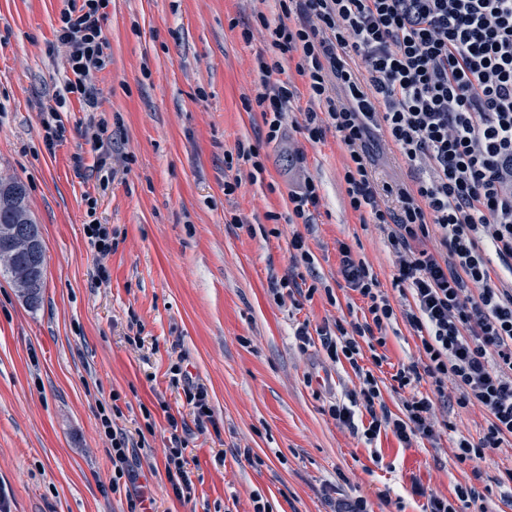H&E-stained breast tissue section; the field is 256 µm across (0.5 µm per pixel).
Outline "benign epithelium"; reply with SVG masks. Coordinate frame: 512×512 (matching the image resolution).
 Here are the masks:
<instances>
[{"label": "benign epithelium", "mask_w": 512, "mask_h": 512, "mask_svg": "<svg viewBox=\"0 0 512 512\" xmlns=\"http://www.w3.org/2000/svg\"><path fill=\"white\" fill-rule=\"evenodd\" d=\"M43 251V244L36 224L0 225V265L10 264L18 255H26L31 263L17 270L14 285L22 300H28L42 286L36 279V260Z\"/></svg>", "instance_id": "7a95c632"}]
</instances>
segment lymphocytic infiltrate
Masks as SVG:
<instances>
[{
    "instance_id": "f902f5d3",
    "label": "lymphocytic infiltrate",
    "mask_w": 512,
    "mask_h": 512,
    "mask_svg": "<svg viewBox=\"0 0 512 512\" xmlns=\"http://www.w3.org/2000/svg\"><path fill=\"white\" fill-rule=\"evenodd\" d=\"M283 23L269 29L281 57H258L261 81L246 111H259L267 140L283 134L297 88L281 81L293 62L308 88L304 128L310 141L335 131L346 152L350 208L386 237L411 300L402 314L417 333L419 362L393 379L409 390L400 415L382 408L373 367L387 357L394 307L368 264L340 244L338 273L367 303V314L317 332L299 326L301 343L319 336L333 362L347 360L360 385L330 415L354 424L364 408L372 436L389 431L404 444L434 439L438 403L479 409V441L459 437L451 454L470 465L452 496L426 491L424 512H457L456 502L487 512L479 460L512 440V0H277ZM110 0H69L57 37L67 48L63 92L94 106L92 78L111 45L103 33ZM378 132L407 163L411 179L379 183L366 149ZM440 245L428 248L431 233ZM370 354L372 368L360 366ZM431 393L415 395L421 382ZM186 442L171 436L167 479L180 502L192 499Z\"/></svg>"
}]
</instances>
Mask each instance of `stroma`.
Masks as SVG:
<instances>
[{"label":"stroma","mask_w":512,"mask_h":512,"mask_svg":"<svg viewBox=\"0 0 512 512\" xmlns=\"http://www.w3.org/2000/svg\"><path fill=\"white\" fill-rule=\"evenodd\" d=\"M67 0H0V179L21 181L47 250L42 302L29 308L0 274V507L5 512H129L131 497H153V512H331L337 494L390 489L403 512H422L412 484L448 495L467 466L450 453L463 434L478 439L479 410L440 411L435 440L405 448L392 433L366 441L339 425L329 406L359 384L348 362H331L319 338L300 346L302 323L317 327L362 316L343 288L338 242L372 267L393 306L403 298L394 257L373 225L349 206L344 152L335 133L309 142L291 124L267 141L260 113L243 98L259 80L255 57L270 51L261 19L277 23L276 0H111L103 32L107 66L92 83L95 104L61 98L66 48L56 36ZM253 32L244 41L243 27ZM54 106L65 138L47 151L41 112ZM108 123L112 154L85 137L91 118ZM258 147L262 174L240 164L241 187L224 193V156ZM82 155L75 172L72 158ZM321 186L311 224H289V190ZM280 221H272V214ZM112 230L99 257L83 226ZM302 234L313 269L292 265ZM110 279L95 280L97 266ZM317 274L319 290L300 307L279 302L269 282ZM386 363L375 369L382 398L400 414L392 376L418 360L419 337L404 321L387 331ZM181 364L207 393L212 420L197 428ZM136 448L133 481L110 489L109 442L101 406ZM186 426L195 494L178 501L166 477L168 417ZM251 449L255 459L237 456ZM489 512H512L499 483L512 452L479 463Z\"/></svg>","instance_id":"1"}]
</instances>
